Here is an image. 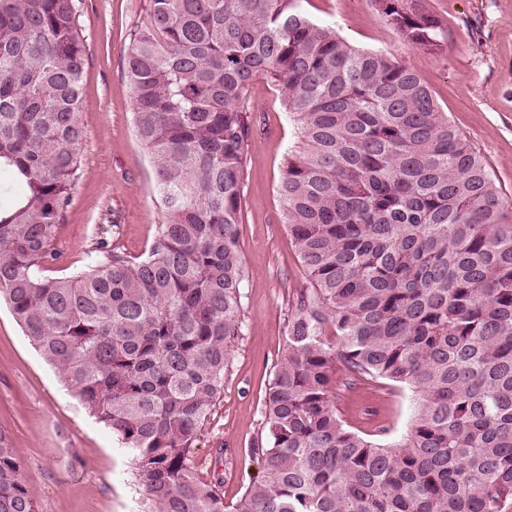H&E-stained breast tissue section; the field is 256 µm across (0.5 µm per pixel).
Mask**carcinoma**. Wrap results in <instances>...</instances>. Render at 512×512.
Instances as JSON below:
<instances>
[{"label":"carcinoma","instance_id":"carcinoma-1","mask_svg":"<svg viewBox=\"0 0 512 512\" xmlns=\"http://www.w3.org/2000/svg\"><path fill=\"white\" fill-rule=\"evenodd\" d=\"M417 48L422 0H377ZM75 0H0V300L72 395L134 458L153 512H506L512 506V203L429 88L301 0H149L125 58L133 125L164 210L143 258L103 237L44 275L85 138ZM267 76L299 130L279 193L309 287L233 507L194 448L242 328V179ZM418 395L374 442L336 407V367ZM0 512H37L0 432Z\"/></svg>","mask_w":512,"mask_h":512}]
</instances>
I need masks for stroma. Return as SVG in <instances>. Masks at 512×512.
I'll use <instances>...</instances> for the list:
<instances>
[{
  "label": "stroma",
  "mask_w": 512,
  "mask_h": 512,
  "mask_svg": "<svg viewBox=\"0 0 512 512\" xmlns=\"http://www.w3.org/2000/svg\"><path fill=\"white\" fill-rule=\"evenodd\" d=\"M148 0H76L86 47L80 177L60 219L61 262L49 277L82 268L98 225L114 227L112 244L136 258L147 252L164 220L152 194L154 171L132 122V89L124 59L132 33L148 21ZM446 37L441 51L404 42L375 0H302L306 14L335 25L354 47L394 55L428 85L449 123L478 153L512 201V0H422ZM256 113L243 173L240 250L244 267L243 325L228 347L224 391L195 448L200 474L217 482L227 505L260 476L244 450L257 436L276 366L286 345L288 305L307 280L282 222L278 186L297 129L269 78L249 97ZM349 429L380 440L403 433L415 400L407 388L368 379L336 392ZM0 432L8 436L39 512H145L131 456L60 383L53 369L0 303Z\"/></svg>",
  "instance_id": "35a3bbf8"
}]
</instances>
